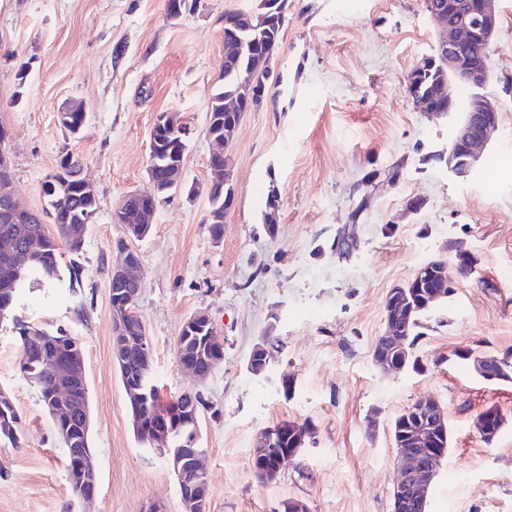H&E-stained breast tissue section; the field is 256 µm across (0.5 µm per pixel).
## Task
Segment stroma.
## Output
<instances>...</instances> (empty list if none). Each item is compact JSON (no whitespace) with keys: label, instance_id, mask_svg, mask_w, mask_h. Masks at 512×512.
Instances as JSON below:
<instances>
[{"label":"stroma","instance_id":"obj_1","mask_svg":"<svg viewBox=\"0 0 512 512\" xmlns=\"http://www.w3.org/2000/svg\"><path fill=\"white\" fill-rule=\"evenodd\" d=\"M167 2L0 0V124L16 193L30 209L45 207L42 186L69 152L98 201L82 251L60 257L62 271L79 270L74 286L33 291L16 310L83 343L98 491L89 504L72 492L65 450L6 324L0 390L21 436L15 447L0 442V512H183L165 456L133 434L112 360L108 276L123 240L143 266L135 312L160 405L188 389L206 399L198 434L209 512H282L291 500L308 512H391L390 425L426 397L447 411L451 432L427 512H512V382L484 381L453 355L465 346L512 354V0L497 2L490 48L486 91L499 124L465 176L448 167L459 114L419 111L405 91L437 40L427 0H361L355 11L287 0L263 100L227 149L234 199L218 240L205 221L207 106L224 65V14L259 0H187L177 19ZM73 99L89 116L75 137L58 122ZM168 110L194 130L184 166L197 191L164 196L149 234L131 240L113 214L127 192L149 190L150 131ZM413 199L422 209L408 210ZM459 241L473 271L422 315L411 352L423 371L381 373L372 348L388 290L428 261L453 259ZM197 312L224 341L223 363L201 382L175 357ZM268 334L283 347L256 376L247 362ZM490 406L507 424L488 445L475 423ZM286 420L310 422L315 436L275 481L258 482L254 439Z\"/></svg>","mask_w":512,"mask_h":512}]
</instances>
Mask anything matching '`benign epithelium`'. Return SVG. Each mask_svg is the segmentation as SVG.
<instances>
[{
  "label": "benign epithelium",
  "mask_w": 512,
  "mask_h": 512,
  "mask_svg": "<svg viewBox=\"0 0 512 512\" xmlns=\"http://www.w3.org/2000/svg\"><path fill=\"white\" fill-rule=\"evenodd\" d=\"M497 0H434L430 13L440 26L438 52L444 58L443 68L448 70L451 81L438 83L436 98L443 101L452 97L454 84H467L477 90L467 112L459 123L448 156L451 169L463 175L475 164L480 150L489 140L499 123V111L495 102L481 92L491 78L490 55L499 26ZM153 127L168 131L177 143L190 140L192 129L178 112L159 113ZM155 135H150L147 177L152 191L143 193L133 190L125 199L147 202V206L128 211L130 224H150L153 221L160 197L172 192L188 190L192 194L195 185H189L184 175V164L175 166L162 183L155 178L154 154L159 150ZM141 278L139 254L130 247L118 250L112 266V283L122 286L118 298L112 304V357L114 362L128 365L136 360L150 361V350L142 338L143 332L130 326L128 317L135 308ZM417 283L427 281V289L407 291L404 284L391 288L385 302V329L374 349L373 361L386 372L404 368L410 349L409 318L416 308H428L441 298L454 292L455 280L451 274L437 272L427 265L418 269ZM478 376L488 382H511L512 374L503 366H493L491 360L478 351L461 349ZM57 379L66 384L86 382L84 362L74 358L62 359L56 364ZM480 438H494L501 428L495 409L482 412L476 422ZM398 476L391 490L392 512H426L431 484L439 470V461L447 446L448 419L439 404L432 400H419L405 411L397 423ZM275 443L274 435L266 430L257 438L252 457V469L265 480H273L279 474L282 462H269L268 455ZM75 463L69 470V481L76 494L88 501L97 490V474L93 454L87 448L71 450ZM185 512H207L209 501L208 483L195 482L182 496Z\"/></svg>",
  "instance_id": "7a95c632"
}]
</instances>
